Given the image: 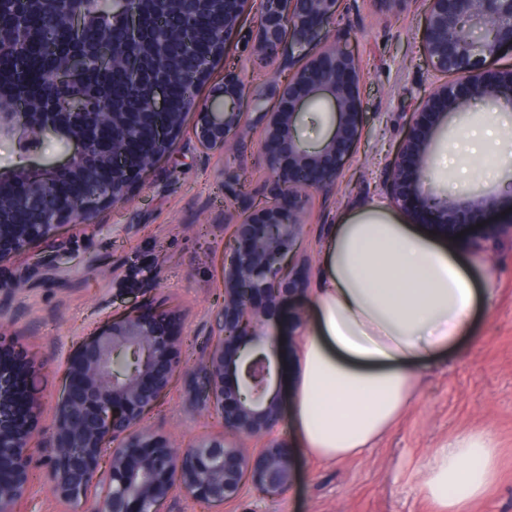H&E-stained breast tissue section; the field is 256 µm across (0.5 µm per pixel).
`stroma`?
Wrapping results in <instances>:
<instances>
[{"label":"stroma","instance_id":"1","mask_svg":"<svg viewBox=\"0 0 512 512\" xmlns=\"http://www.w3.org/2000/svg\"><path fill=\"white\" fill-rule=\"evenodd\" d=\"M258 4H250L224 51V64L214 67L197 93L205 108L224 81L225 63L245 67L249 81H270L273 67L253 69L241 54L252 30ZM426 0H409L398 12H380L374 0H343L330 26L331 36L360 62L364 135L329 197L305 199V231L301 253L309 281L319 274L327 225L362 205L384 199L380 189L404 132L405 115L434 86L422 53ZM486 106L473 101L464 113L449 115L438 129L431 158L450 141L480 123ZM195 114H187L176 144L131 185L121 206L102 204L92 224L62 222L53 241L0 260V296L11 316L0 320V343L35 370L29 389L41 410L40 430L49 432L66 362L83 340L109 319L133 310L164 307L173 312L181 336V375L146 415L143 424L182 450L198 438L218 434L215 414L194 408L192 371L205 352L214 315L213 300L224 286V153L201 149L195 138ZM71 147L51 136L33 152L21 154L16 141L0 138V175L22 168L62 165ZM491 203L486 223L496 234L487 239L499 276L489 314L475 322L476 338L460 350L440 356L419 373L417 399L401 419L364 455L319 460L297 448L286 423L275 435L288 448L294 478L283 495L249 492L223 512H440L416 490L419 463L449 437L464 431H493L499 454L498 476L486 495L465 512H512V174L471 184ZM310 290L282 301L268 314L277 326L278 357L285 365L296 353L303 331L297 315L307 314ZM54 356L55 369L38 365ZM96 496L78 508L52 494L42 468H34L22 512H93Z\"/></svg>","mask_w":512,"mask_h":512}]
</instances>
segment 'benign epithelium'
Returning <instances> with one entry per match:
<instances>
[{
  "label": "benign epithelium",
  "mask_w": 512,
  "mask_h": 512,
  "mask_svg": "<svg viewBox=\"0 0 512 512\" xmlns=\"http://www.w3.org/2000/svg\"><path fill=\"white\" fill-rule=\"evenodd\" d=\"M142 0H108L122 24L120 45L81 37L83 16L62 10L51 27L73 39L67 65H56L57 52L43 47L50 74L47 108L32 114L22 105L11 115L20 127L40 137L74 130V147L60 168L23 169L1 184L15 200L29 195L42 201L31 224H12L0 208V257L51 239L61 218L90 224L98 207L128 201V191L179 134L183 112L195 107L196 88L237 29L251 0H224L222 32L209 52L192 53L204 34L207 0H181V11L168 17L164 56L144 53L147 30ZM341 0H260L251 36L250 60L278 65L277 78L263 85L227 70L217 104L199 113L198 143L207 149L236 150L239 139L261 131L260 152L268 171L261 198L247 215L228 225L224 248V292L215 301L209 346L193 370L195 405L218 416L224 432L241 441L257 440L252 450L202 436L176 451L143 425L146 413L181 372L180 341L171 313L131 312L86 339L68 364L51 433L34 445L39 408L21 391V374L0 348V512H18L30 483L31 465L43 468L53 495L80 504L100 489L98 512H159L179 491L212 507L238 499L249 485L267 496L282 494L292 481L288 449L274 435L280 417L279 391L272 388L278 362L276 335L268 308L298 291L300 250L304 238V198L312 191L336 190L348 158L363 134L364 72L357 59L330 39L328 26ZM423 54L436 85L419 107L406 114L407 132L385 173L387 191L400 208L437 213L452 227L480 223L487 201L472 191L437 196L422 187L429 152L443 118L462 102L487 106L512 98V70L503 80L486 75L483 61L512 50V0H428ZM93 58L104 77L136 59L139 71L127 80L123 108L107 98L92 101L66 94L67 86ZM178 63L190 90L181 111H172L168 85L138 91L141 79L163 63ZM454 77L448 83V76ZM326 101L334 108L330 136L317 152L296 139L301 115ZM224 202L236 205L250 196L239 172L224 175Z\"/></svg>",
  "instance_id": "1"
}]
</instances>
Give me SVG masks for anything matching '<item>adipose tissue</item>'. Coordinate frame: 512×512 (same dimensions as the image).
<instances>
[{
    "label": "adipose tissue",
    "instance_id": "1",
    "mask_svg": "<svg viewBox=\"0 0 512 512\" xmlns=\"http://www.w3.org/2000/svg\"><path fill=\"white\" fill-rule=\"evenodd\" d=\"M512 160L497 113L449 143L448 178L482 175ZM497 269L482 246L464 248L440 226L408 223L374 201L326 232L309 324L292 363L289 426L312 457L359 456L416 399L421 369L474 338L476 312H489ZM421 493L441 512H464L498 474L487 430L463 432L419 466Z\"/></svg>",
    "mask_w": 512,
    "mask_h": 512
}]
</instances>
